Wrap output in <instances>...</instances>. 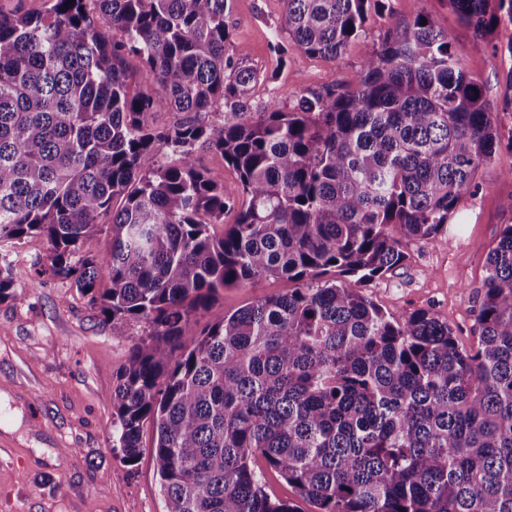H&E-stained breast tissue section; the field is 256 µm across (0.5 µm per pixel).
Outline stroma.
<instances>
[{"label":"stroma","instance_id":"35a3bbf8","mask_svg":"<svg viewBox=\"0 0 512 512\" xmlns=\"http://www.w3.org/2000/svg\"><path fill=\"white\" fill-rule=\"evenodd\" d=\"M421 9L450 26L460 68L477 78L492 107H500L512 59V24L476 37L448 8L447 0H388L370 11L366 34L337 58L311 56L270 43L283 21V0H231L226 22L234 49L258 75L249 95L251 119L269 102L290 111L308 91H346L367 53L385 31ZM475 195L461 199L451 231L436 242L407 241L402 264L361 290L384 312L401 316L427 309L448 323L459 346L477 343V290L491 249L512 225V150L501 148L479 170ZM48 244L32 236L0 249L8 264L13 298L0 303V512H164L154 471L152 432L129 468L112 438V393L128 363L135 337L146 324L133 321L113 335L70 283L47 280L33 287L46 264ZM291 281L262 278L225 289L201 312L199 324L219 321L241 306L291 290Z\"/></svg>","mask_w":512,"mask_h":512}]
</instances>
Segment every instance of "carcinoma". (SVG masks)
<instances>
[{"mask_svg":"<svg viewBox=\"0 0 512 512\" xmlns=\"http://www.w3.org/2000/svg\"><path fill=\"white\" fill-rule=\"evenodd\" d=\"M51 2L0 10V243L45 237L33 285L71 282L114 336L148 325L112 429L134 466L151 425L167 512H299L267 494L257 454L319 512H512V225L486 259L471 349L429 310L396 318L323 279L372 281L402 263L401 240L435 241L500 148L452 31L418 10L350 90L248 122L258 76L229 51V0ZM368 3L285 0L288 43L271 46L334 59ZM448 6L479 34L512 24V0ZM130 55L153 92L131 89ZM158 111L182 118L152 128ZM202 147L241 196L200 168ZM270 277L301 286L194 329L224 289ZM197 163L210 173L217 175L224 182V192L230 195L241 194V184L237 173L224 162L221 153L207 148H200L197 152Z\"/></svg>","mask_w":512,"mask_h":512,"instance_id":"1","label":"carcinoma"}]
</instances>
